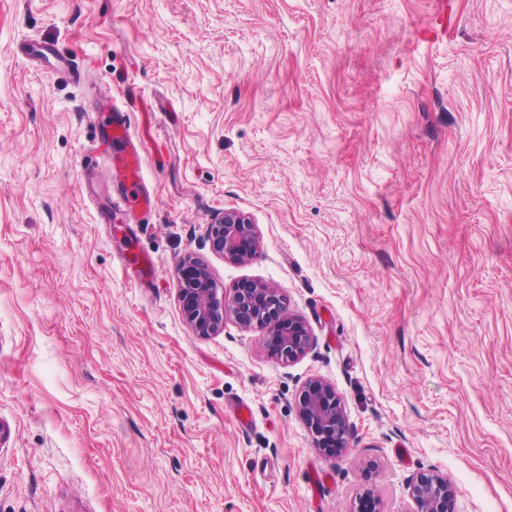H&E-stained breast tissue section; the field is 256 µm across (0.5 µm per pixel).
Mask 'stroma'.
<instances>
[{"instance_id":"1","label":"stroma","mask_w":512,"mask_h":512,"mask_svg":"<svg viewBox=\"0 0 512 512\" xmlns=\"http://www.w3.org/2000/svg\"><path fill=\"white\" fill-rule=\"evenodd\" d=\"M438 2L0 0V512H410L428 472L455 512H512V0H449V37ZM100 97L143 146L132 224L81 192ZM227 209L249 264L210 249ZM188 254L277 288L310 351L193 335ZM313 377L345 404L333 456ZM25 52L52 62L54 69L58 73L69 74L76 79L80 77L79 73L71 66L68 57L53 46L30 44ZM209 242L211 250L236 264H246L260 246L256 224L234 210H224L214 224L210 225ZM297 409L316 448H324L323 438L331 436L337 447L346 448L347 424L341 397L329 383L314 378L301 390Z\"/></svg>"}]
</instances>
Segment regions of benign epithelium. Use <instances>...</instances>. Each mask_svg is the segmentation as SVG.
Wrapping results in <instances>:
<instances>
[{"label":"benign epithelium","instance_id":"obj_1","mask_svg":"<svg viewBox=\"0 0 512 512\" xmlns=\"http://www.w3.org/2000/svg\"><path fill=\"white\" fill-rule=\"evenodd\" d=\"M211 250L224 260L245 264L260 246L257 225L234 210H226L210 225ZM194 267L193 275L179 277L180 296L187 323L197 336L208 337L224 328L232 318L240 327L265 332L271 355L282 363L302 357L312 346L313 337L306 323L288 312L277 289L260 281H245L231 294H224L206 264L194 257L184 258L178 269ZM297 409L313 438L323 447V438L332 437L337 446L347 445L345 407L329 383L314 378L301 390ZM414 505L412 512H450L455 489L448 478L423 474L408 487Z\"/></svg>","mask_w":512,"mask_h":512}]
</instances>
